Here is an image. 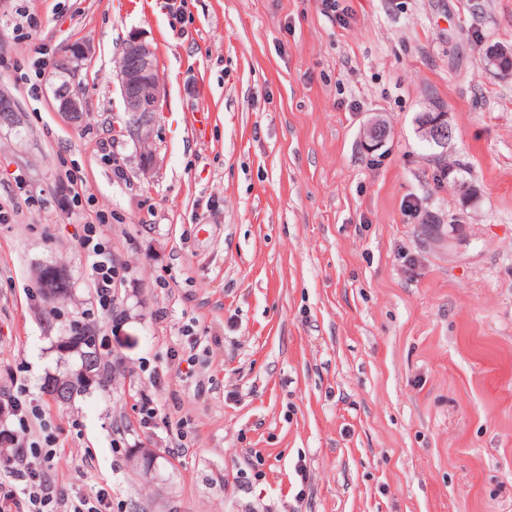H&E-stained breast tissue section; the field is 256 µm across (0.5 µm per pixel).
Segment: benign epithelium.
Segmentation results:
<instances>
[{"instance_id": "benign-epithelium-1", "label": "benign epithelium", "mask_w": 512, "mask_h": 512, "mask_svg": "<svg viewBox=\"0 0 512 512\" xmlns=\"http://www.w3.org/2000/svg\"><path fill=\"white\" fill-rule=\"evenodd\" d=\"M89 55L88 48L77 43L67 50L64 66L72 74L82 68ZM121 64L117 69V80L123 101L124 112L131 123L124 133L140 144L151 139L153 114L159 111L161 91L157 68L156 50L153 45L138 35L126 41ZM59 111L67 118L77 121L83 112L82 100L76 88L69 85L55 90Z\"/></svg>"}]
</instances>
